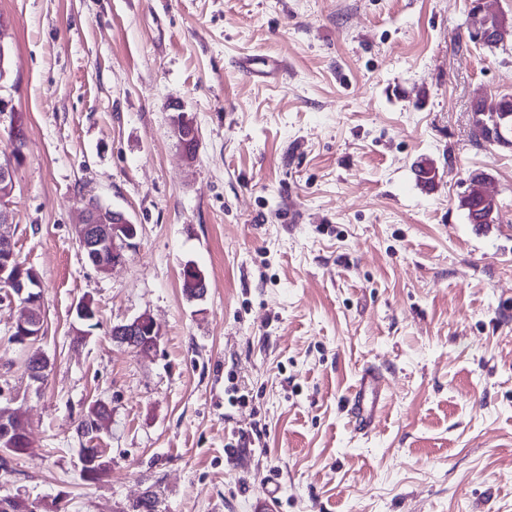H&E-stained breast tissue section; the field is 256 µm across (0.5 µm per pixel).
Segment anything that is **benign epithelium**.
I'll return each mask as SVG.
<instances>
[{
  "label": "benign epithelium",
  "instance_id": "obj_1",
  "mask_svg": "<svg viewBox=\"0 0 512 512\" xmlns=\"http://www.w3.org/2000/svg\"><path fill=\"white\" fill-rule=\"evenodd\" d=\"M179 112L178 127L198 142V127L192 117L173 106ZM485 127L487 142L498 147L512 149V137L508 135L507 124L496 121ZM14 162L0 164V198L11 197L15 190L13 176ZM14 214L10 204L0 205V287L4 288V302L19 308V316L13 324L16 332L15 343L30 347L44 335L45 320L38 315L42 309V290L39 277L26 278L23 267L17 263L15 243L10 232ZM78 244L87 262L100 274L107 275L125 262L126 252L134 246L138 226L131 223L126 215L121 219L108 221L98 212L82 210V217L76 225ZM182 284L193 289L197 299L205 298L207 281L204 272L194 263H187L181 271ZM112 341L139 355L157 350L160 333L152 318L140 314L128 321L112 326ZM32 447L28 424L18 408L0 405V450L16 454H27Z\"/></svg>",
  "mask_w": 512,
  "mask_h": 512
}]
</instances>
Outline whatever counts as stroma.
<instances>
[{"label": "stroma", "mask_w": 512, "mask_h": 512, "mask_svg": "<svg viewBox=\"0 0 512 512\" xmlns=\"http://www.w3.org/2000/svg\"><path fill=\"white\" fill-rule=\"evenodd\" d=\"M473 5L0 0V99L25 131L12 231L45 312L27 350L0 305V400L34 445L0 496L256 512L274 477L276 512H512V151L476 142L471 112L512 96V42L472 41ZM176 104L199 130L191 163ZM474 170L497 223L457 206ZM89 196L139 228L108 275L74 234ZM83 299L99 324L79 341ZM142 313L161 333L147 356L110 336ZM33 354L50 361L38 390ZM367 366L388 390L362 435L345 405ZM96 402L112 422L89 439L74 425ZM90 447L104 481L82 476ZM181 277L183 288H193L198 300L205 298L207 293L206 276L196 264L186 263L182 268Z\"/></svg>", "instance_id": "35a3bbf8"}]
</instances>
